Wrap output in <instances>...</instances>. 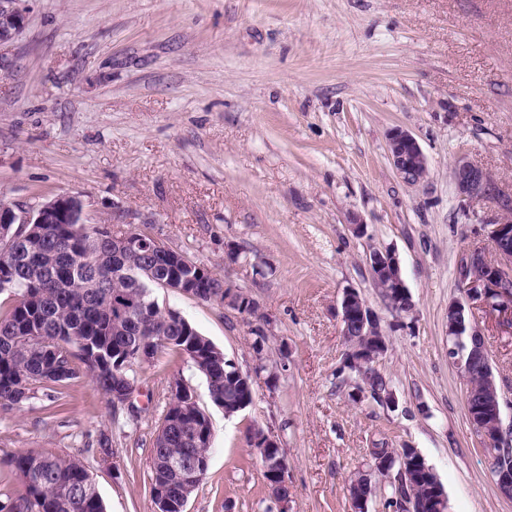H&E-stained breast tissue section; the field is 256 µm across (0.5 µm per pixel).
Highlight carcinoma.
I'll return each instance as SVG.
<instances>
[{"label": "carcinoma", "mask_w": 512, "mask_h": 512, "mask_svg": "<svg viewBox=\"0 0 512 512\" xmlns=\"http://www.w3.org/2000/svg\"><path fill=\"white\" fill-rule=\"evenodd\" d=\"M14 239L0 247V295L14 304L0 311V408L12 410L34 398L40 388L69 386L88 379L107 402L130 376L139 346L157 352L173 345L198 369L206 366L213 345L198 331L185 335V322L161 323L152 308L151 290L161 285L172 268L156 255L112 251V229L105 224H30L13 229ZM156 268L155 281L137 280L141 264ZM200 296L206 297L219 278L197 269H182ZM471 372L482 375L488 359L472 353L466 337L456 343ZM231 367L207 369L205 378L212 402L219 406L243 396L235 380L224 375ZM183 399L167 403V426L153 447L156 485L181 507V484L170 468L176 461L206 463L209 449L195 448L185 431L208 428L195 407L182 413ZM416 469L401 471L390 449L373 448L396 470L385 506L400 496L414 497L415 512H437L429 506L443 487L420 452L406 447ZM21 489L0 500V512H104V506L84 461L77 455L29 450L6 461Z\"/></svg>", "instance_id": "1"}]
</instances>
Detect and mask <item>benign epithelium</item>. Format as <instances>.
I'll return each instance as SVG.
<instances>
[{"label":"benign epithelium","instance_id":"1","mask_svg":"<svg viewBox=\"0 0 512 512\" xmlns=\"http://www.w3.org/2000/svg\"><path fill=\"white\" fill-rule=\"evenodd\" d=\"M25 0H0V69L4 68L1 49L9 46L25 26L26 11L22 7ZM388 154L391 164L402 181L416 185L429 175V161L417 139L408 131L394 128L387 133ZM453 177L462 201L496 196V187L489 173L482 167L464 157L459 158L453 168ZM76 220L87 221L85 205L81 196L69 192L41 194L32 203L4 201L0 203L1 224H59ZM488 238L494 249L495 258H488L485 249L474 246L466 251L459 266V279L462 297L448 305L452 321L456 326L448 330L450 336H480L482 330L472 319L471 309L479 307L497 315L503 326H512V201L499 200V213L491 224L487 225ZM112 244L116 249L138 253L148 251L166 258L174 264L175 272L164 282V287L179 293L194 295V290L187 288L186 280L179 270L188 266L206 268L184 252L175 250L160 238L135 230L112 233ZM367 263L373 280L381 288H403L401 265L398 255L390 249L373 250L367 257ZM213 301L230 305L239 313L252 319V334L267 335L265 325L267 316L261 311L260 304L244 294H235L225 289ZM342 334L349 343L345 359L351 361L363 382L355 389L353 398L362 401L371 396L367 383L374 368V362L383 355L380 349L359 346V343L383 340L379 317L366 305L357 289L351 287L343 290L340 302ZM471 427L480 437L485 447L489 468L500 472L499 434L504 428L498 405L489 403V412L480 417L471 414ZM250 442L260 455L264 471L268 473L267 491L270 498L285 509L288 504V465L281 448L270 431L257 428L251 432ZM182 471L184 496L197 488L198 472L203 468L199 463L179 462Z\"/></svg>","mask_w":512,"mask_h":512}]
</instances>
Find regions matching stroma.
I'll use <instances>...</instances> for the list:
<instances>
[{
    "mask_svg": "<svg viewBox=\"0 0 512 512\" xmlns=\"http://www.w3.org/2000/svg\"><path fill=\"white\" fill-rule=\"evenodd\" d=\"M0 71V196L81 195L88 221L161 238L259 301L264 354L278 379L225 417L204 376L163 351L137 366L139 426L113 424L87 382L38 391L0 411L1 461L27 450L79 453L105 512H154L152 449L173 378L209 415L207 472L185 512H277L259 426L288 463L287 512H351L346 488L373 448H417L448 512H512L448 358V304L462 255L487 243L495 200L464 204L453 167L482 166L512 198V0H28ZM430 163L405 184L389 160L391 128ZM362 228H355V221ZM243 255L225 261L226 247ZM396 251L413 310L393 312L366 257ZM262 274H255L253 265ZM356 288L380 318L377 368L396 404L353 403L340 382L347 343L340 300ZM241 370L251 325L228 306L154 289ZM502 414L512 418V330L478 310ZM108 436L102 463L85 442Z\"/></svg>",
    "mask_w": 512,
    "mask_h": 512,
    "instance_id": "stroma-1",
    "label": "stroma"
}]
</instances>
